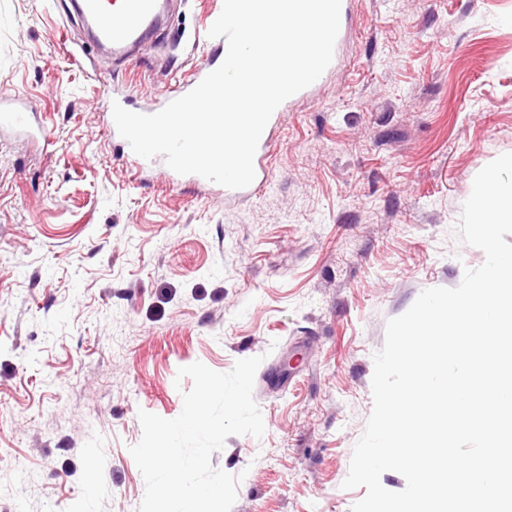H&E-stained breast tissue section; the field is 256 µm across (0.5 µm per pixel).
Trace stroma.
<instances>
[{"mask_svg":"<svg viewBox=\"0 0 512 512\" xmlns=\"http://www.w3.org/2000/svg\"><path fill=\"white\" fill-rule=\"evenodd\" d=\"M67 3L0 0V96L52 136L0 127V512H137L139 411L176 418L179 368L255 356L266 432L211 457L240 479L231 512H351L387 320L485 260L456 226L512 153V0H343L250 194L135 169L108 130L106 99L155 106L223 59L197 39L218 0L118 64ZM219 65L210 64L208 62H202L194 67L188 77L181 83H178L176 87L171 90L165 91L161 95L160 102L154 108L143 110L142 112H136L141 114H154L163 109L171 101L185 95L196 87L210 72L218 68Z\"/></svg>","mask_w":512,"mask_h":512,"instance_id":"stroma-1","label":"stroma"}]
</instances>
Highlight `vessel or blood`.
Returning <instances> with one entry per match:
<instances>
[{
    "instance_id": "b4317fda",
    "label": "vessel or blood",
    "mask_w": 512,
    "mask_h": 512,
    "mask_svg": "<svg viewBox=\"0 0 512 512\" xmlns=\"http://www.w3.org/2000/svg\"><path fill=\"white\" fill-rule=\"evenodd\" d=\"M76 10L90 25L93 43L105 56L124 57L148 39L160 35L164 29L169 0H73ZM214 69L203 62L194 67L188 77L176 87L165 91L161 104L185 95L196 87ZM0 124L30 130L43 142H50L51 134L44 123L25 112L21 98L0 99Z\"/></svg>"
}]
</instances>
